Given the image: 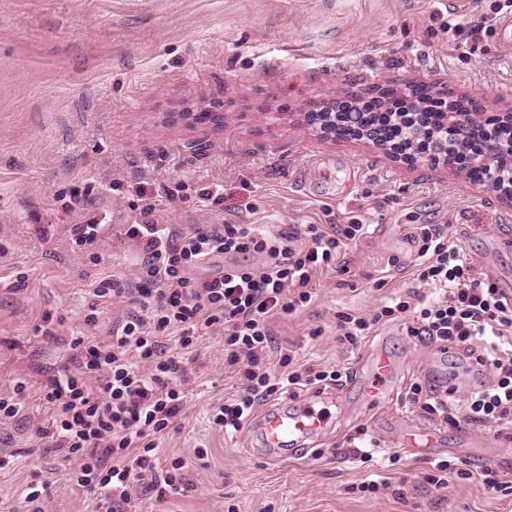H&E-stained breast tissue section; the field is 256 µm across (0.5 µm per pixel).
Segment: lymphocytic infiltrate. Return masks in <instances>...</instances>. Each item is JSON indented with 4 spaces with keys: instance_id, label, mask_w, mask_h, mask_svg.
<instances>
[{
    "instance_id": "obj_1",
    "label": "lymphocytic infiltrate",
    "mask_w": 512,
    "mask_h": 512,
    "mask_svg": "<svg viewBox=\"0 0 512 512\" xmlns=\"http://www.w3.org/2000/svg\"><path fill=\"white\" fill-rule=\"evenodd\" d=\"M176 201L171 191L151 195L138 220L121 233L139 253L132 278H106L93 288L86 322L98 307L126 302L128 311L105 343L76 336L49 376L43 398L49 419L35 433L54 454L73 489L94 498L97 512H122L134 488L147 484L158 500L191 486L185 459L158 465V442L186 414L187 366L199 341L224 334V360L241 390L217 407L215 425L239 430L257 402L276 395L340 384L343 374L298 364L292 350L267 355L270 322L312 299V276L332 268L344 241L362 237V224H292L263 230L255 224H166L160 213ZM418 288L387 296L371 318L343 314L341 342L355 347L371 326L408 320V335L477 355L493 384L464 400L439 395L420 382L405 397L430 421L452 427L512 429V295L482 277L443 228L421 229ZM229 260L202 279L195 271L212 259ZM261 266H253V259Z\"/></svg>"
}]
</instances>
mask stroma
Masks as SVG:
<instances>
[{
	"mask_svg": "<svg viewBox=\"0 0 512 512\" xmlns=\"http://www.w3.org/2000/svg\"><path fill=\"white\" fill-rule=\"evenodd\" d=\"M501 0H0V393L17 376L31 384L27 413L49 417L42 393L65 348L43 337L44 314L62 337L106 339L123 313L115 304L84 321L101 277L136 273L137 251L117 227L138 219L140 189L185 198L170 224L367 225L343 245L338 267L315 274L311 302L274 320L275 346L300 362L353 368L378 348L401 365L437 366L452 357L409 336L403 322L375 325L358 348L336 335V315L369 316L385 296L415 287L421 227L444 228L478 272L512 292V205L456 168L412 167L364 141L308 130L303 112L389 84L447 88L483 111L512 110V61L495 30L450 38L449 22L495 18ZM218 109L224 126L186 120ZM220 184L221 203L200 206L199 189ZM108 212L113 230L97 250L72 249L71 225ZM50 237H42L41 228ZM321 329L319 337L310 332ZM181 426L158 457L190 462V490L158 501L139 489L124 512H512V493L487 492L479 476L427 482L432 461L512 467V438L493 430L439 426L432 456L397 447L404 420L419 411L397 390L377 410L353 385L332 387L340 407L282 463L256 452L255 423L231 435L212 422L239 381L224 364V339L202 341ZM367 428L394 461L359 462L347 440ZM26 423L0 424V512H22L33 478L46 482L47 512H82L52 457ZM208 455L196 459L197 449ZM377 493L361 492L372 476Z\"/></svg>",
	"mask_w": 512,
	"mask_h": 512,
	"instance_id": "35a3bbf8",
	"label": "stroma"
}]
</instances>
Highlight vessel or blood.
Instances as JSON below:
<instances>
[{
  "label": "vessel or blood",
  "instance_id": "vessel-or-blood-1",
  "mask_svg": "<svg viewBox=\"0 0 512 512\" xmlns=\"http://www.w3.org/2000/svg\"><path fill=\"white\" fill-rule=\"evenodd\" d=\"M417 367L400 368L395 359L383 349L374 352L361 366L357 380L363 388L367 406L381 407L396 387L403 375L417 374ZM336 405L334 397L316 395L300 400L292 410L268 409L260 415V429L263 457L277 462L282 458L281 451L288 443L304 445L328 427ZM437 434L427 431L414 423H405L401 429L398 445L402 448L435 447Z\"/></svg>",
  "mask_w": 512,
  "mask_h": 512
}]
</instances>
